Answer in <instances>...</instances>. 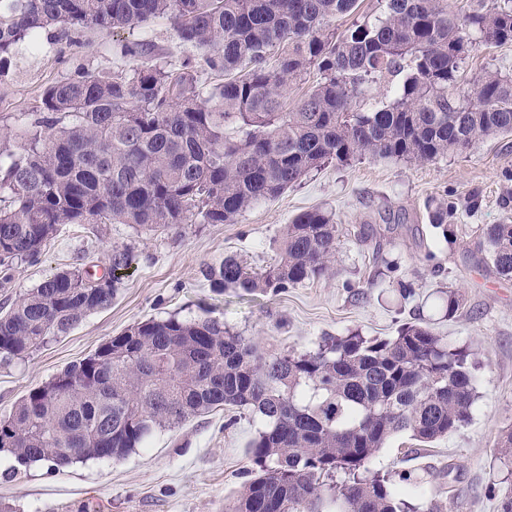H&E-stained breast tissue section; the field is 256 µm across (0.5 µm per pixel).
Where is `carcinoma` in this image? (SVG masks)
<instances>
[{"label":"carcinoma","instance_id":"1","mask_svg":"<svg viewBox=\"0 0 512 512\" xmlns=\"http://www.w3.org/2000/svg\"><path fill=\"white\" fill-rule=\"evenodd\" d=\"M384 0L383 16L342 34L332 19L358 0H0V60L56 28L80 37L167 18L203 51L200 81L127 42L131 65L83 71L42 92L19 120L0 116V271L38 261L65 224H127L140 232L234 224L310 172L354 159L428 163L477 139L512 135V74L458 72L473 46L512 43V0ZM320 80L296 104L288 85ZM392 85L390 102L373 90ZM449 232L453 207L427 204ZM338 227L303 211L285 225L279 256L260 273L236 257L202 266L210 288L278 294L328 274ZM480 249L512 278V224H488ZM138 258L114 245L108 272L59 271L0 313V356L22 358L117 296ZM475 396L468 354L406 323L389 338L358 333L315 352L256 354L216 318L139 322L67 365L0 418V452L21 466L121 460L157 431L216 409L251 410L264 430L233 512H417L368 464L393 435L429 444L467 421Z\"/></svg>","mask_w":512,"mask_h":512}]
</instances>
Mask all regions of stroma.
I'll list each match as a JSON object with an SVG mask.
<instances>
[{"label": "stroma", "mask_w": 512, "mask_h": 512, "mask_svg": "<svg viewBox=\"0 0 512 512\" xmlns=\"http://www.w3.org/2000/svg\"><path fill=\"white\" fill-rule=\"evenodd\" d=\"M122 41L149 43L153 55L175 61L194 53L164 19L108 35L90 30L78 44L46 31L38 46L18 44L0 63V113L30 111L47 85L80 70L125 69L115 51ZM484 70L511 73L512 44L472 50L461 65V90L471 92ZM443 199L457 207L446 236L424 208ZM313 208L332 211L338 225L329 276L253 300L231 288L214 293L202 279L203 264L228 255L252 270L265 268L285 225ZM506 222L512 224V136L479 139L424 164L369 157L332 164L254 204L234 224L151 234L125 224H102L94 233L64 225L38 262L0 278L1 310L61 270L79 265L102 273L113 246H135L139 262L126 271L111 306L25 357L0 359V417L69 363L148 319L215 317L266 356L314 351L328 336L386 338L416 319L467 352L476 400L468 421L434 443L394 435L369 471L388 477L418 512L434 500L452 503L453 512H497L500 494L512 487V470L498 454L512 429V279L496 274L479 241L484 225ZM401 280L411 296H400ZM451 291L461 299L453 318L442 308ZM262 427L259 417L214 411L156 433L122 460L89 459L60 470L45 462L19 469L0 453V512H230L252 476L250 445ZM404 472L420 473L423 484L400 481Z\"/></svg>", "instance_id": "stroma-1"}]
</instances>
